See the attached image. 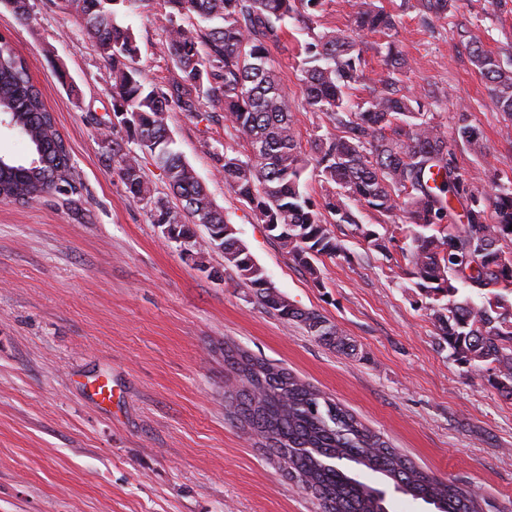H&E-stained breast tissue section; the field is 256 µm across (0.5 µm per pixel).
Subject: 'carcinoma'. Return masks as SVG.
Wrapping results in <instances>:
<instances>
[{"label":"carcinoma","mask_w":512,"mask_h":512,"mask_svg":"<svg viewBox=\"0 0 512 512\" xmlns=\"http://www.w3.org/2000/svg\"><path fill=\"white\" fill-rule=\"evenodd\" d=\"M71 2L112 74V111L139 113L128 136L154 157L179 204L153 200L139 168L116 142L118 176L152 218L165 217L170 235L195 240L193 224L206 227L211 243L224 235V264L237 271L262 305L286 322L301 324L324 345L354 351L338 325L269 292L264 269L242 247L194 169L172 148L166 112L197 111L196 95L203 91L224 104V125L244 149L242 157L224 155V181L293 262L317 280V261L345 255L332 224L351 225L368 246L388 250L393 238L358 223L350 200L388 217L405 213L411 245L403 258L415 287L436 301L432 319L448 357L470 373L493 371V385L512 398V260L502 249V243L512 242V183L489 199L464 177L452 144L421 98L404 86L406 62L395 43L385 46L387 72L379 88L356 110L348 100L363 64L353 33L391 30V14L372 0H358L352 4L350 30L317 32L312 21L323 0H165L169 12L163 31L177 75L161 85L142 78L135 33L120 22L138 0ZM288 19L303 24L310 35L301 60L306 107L340 129L334 137L311 141L308 152L295 133L294 114L269 51ZM463 36L496 108L512 121V70L479 35L465 29ZM1 113L25 138L31 158L18 162L0 155V200L74 193L69 148L27 64L7 41H0ZM454 135L473 153L484 152L482 134L467 113L458 114ZM311 164L332 187L320 208L302 190ZM459 209L467 222L453 224ZM463 286L480 301L462 293ZM224 363L239 382L229 394L233 418L261 437L322 512H390L389 486L435 512H486L475 494L418 468L345 405L300 378L240 349H224Z\"/></svg>","instance_id":"1"}]
</instances>
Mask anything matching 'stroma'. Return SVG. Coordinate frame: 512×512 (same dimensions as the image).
Listing matches in <instances>:
<instances>
[{
	"label": "stroma",
	"instance_id": "35a3bbf8",
	"mask_svg": "<svg viewBox=\"0 0 512 512\" xmlns=\"http://www.w3.org/2000/svg\"><path fill=\"white\" fill-rule=\"evenodd\" d=\"M392 13L390 38L408 60L414 94L436 87L435 123L451 132L467 111L484 135L477 156L455 144L464 176L483 194L512 182V122L470 61L461 29L478 25L488 50L512 53V0H456L447 17L420 0H375ZM0 4V36L26 61L70 146L80 188L29 203L0 201V512H320L317 501L248 430L228 417L224 348L239 347L339 400L435 476L512 508V399L448 358L399 246L369 247L335 227L345 256L320 262L312 281L266 224L224 183L225 155L242 154L224 109L166 114L174 147L276 288L315 310L355 350L325 346L255 298L224 254H181L116 174L113 139L153 196L173 194L150 153L114 124L110 72L72 8ZM163 0L122 16L150 82L174 75ZM309 36L288 23L270 48L293 105L300 141L334 134L304 105L299 53ZM383 36L356 37L365 59L352 92L361 102L386 70ZM111 395L102 398L99 385Z\"/></svg>",
	"mask_w": 512,
	"mask_h": 512
}]
</instances>
